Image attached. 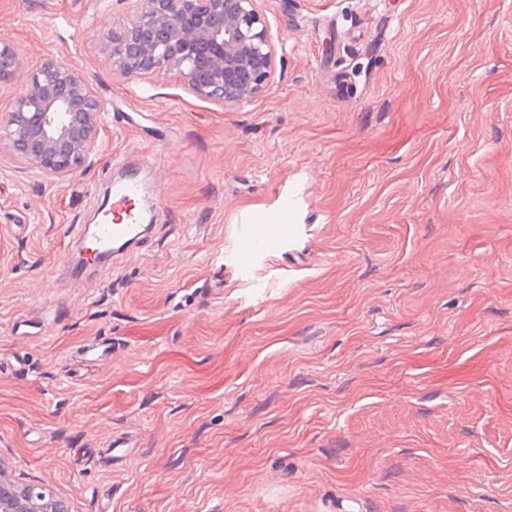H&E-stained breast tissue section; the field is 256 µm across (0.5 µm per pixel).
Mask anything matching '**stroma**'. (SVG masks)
Masks as SVG:
<instances>
[{
	"instance_id": "35a3bbf8",
	"label": "stroma",
	"mask_w": 512,
	"mask_h": 512,
	"mask_svg": "<svg viewBox=\"0 0 512 512\" xmlns=\"http://www.w3.org/2000/svg\"><path fill=\"white\" fill-rule=\"evenodd\" d=\"M264 9L275 85L222 108L113 71L122 0H0L107 107L64 178L0 154V464L69 512H512V0ZM125 165L158 229L60 280Z\"/></svg>"
}]
</instances>
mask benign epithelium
<instances>
[{
	"label": "benign epithelium",
	"instance_id": "1",
	"mask_svg": "<svg viewBox=\"0 0 512 512\" xmlns=\"http://www.w3.org/2000/svg\"><path fill=\"white\" fill-rule=\"evenodd\" d=\"M130 20L106 36L112 67L124 78L178 75L200 99L240 108L275 84L278 46L264 0H125ZM18 48L0 38V86L22 75ZM105 104L87 76L49 58L0 113V153L8 151L48 178L79 168L98 148ZM0 479V497L25 496V512H43L42 486L14 492Z\"/></svg>",
	"mask_w": 512,
	"mask_h": 512
}]
</instances>
